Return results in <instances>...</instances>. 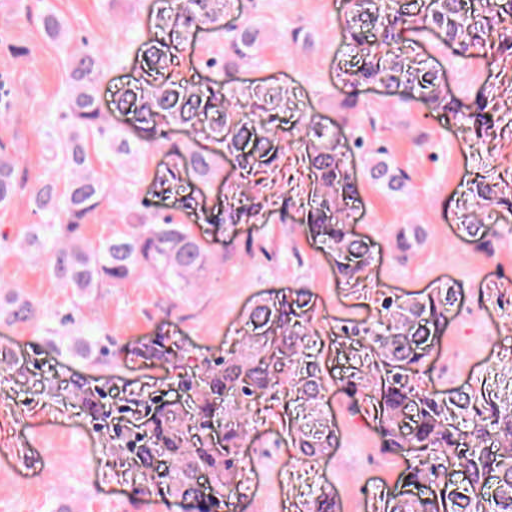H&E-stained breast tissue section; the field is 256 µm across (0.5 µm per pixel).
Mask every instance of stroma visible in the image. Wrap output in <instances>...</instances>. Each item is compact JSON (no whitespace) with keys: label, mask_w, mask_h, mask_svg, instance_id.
I'll return each mask as SVG.
<instances>
[{"label":"stroma","mask_w":512,"mask_h":512,"mask_svg":"<svg viewBox=\"0 0 512 512\" xmlns=\"http://www.w3.org/2000/svg\"><path fill=\"white\" fill-rule=\"evenodd\" d=\"M165 6V0H0V144L25 175L12 201L0 206V281L18 286L37 309L27 324L0 320V512H182L166 485L149 496L134 494L105 449L114 431L146 412L129 404L130 393L145 388L165 401L180 395L168 367L144 360L140 346L163 335L185 350L186 367L216 359L233 349L255 302L289 288L310 293L309 352L321 369L323 411L336 446L307 458L292 447L281 406L253 405L256 424L237 454L246 482L228 495L223 512H305L323 492L335 497L339 512H382L402 492L400 477L416 459L385 448L376 388L347 391L349 344L341 331L372 323L382 296L422 298L455 287L448 325L416 381L441 398L462 387L512 401V212L474 210L470 194L480 178L512 194V112H500L490 135L477 139L463 133L462 117L370 86L359 111L343 113L348 90L341 73L353 61L343 28L354 0H228L225 26L250 21L263 44L259 58L236 74L238 102L247 104L252 87L277 89L284 99L279 119L291 144L266 191L270 203L257 222L220 235L174 201L153 202L151 213L188 225L214 254L204 286L173 297L142 270L78 307L71 289L50 278L45 254L20 247L30 226L43 221L34 210V188L46 179L61 187L70 179L52 159L46 124L65 110L69 57L103 51L110 65L97 86L102 111L113 130L130 132L112 97L139 77L142 46L163 42L157 16ZM48 10L61 22L60 37L42 28ZM14 45L27 47L29 58L16 61ZM223 51L220 34L203 32L195 49L177 51L179 69L199 84L221 79L209 61ZM403 51L446 71L449 92L467 107L484 95L512 93V54L499 42L462 54L433 37ZM310 116L346 122L343 151L358 183L351 227L372 256L356 287L338 278L335 252L302 231L315 179L295 137ZM88 150L112 188L85 226L95 242L138 222L154 172L171 158L166 147L142 144L136 162L121 172L105 141L90 140ZM379 157L405 173L403 191L371 180L369 168ZM475 218L497 231L491 251L477 250L463 230ZM400 232L410 244L404 252L394 247ZM228 237L234 249H225ZM54 334L106 342L108 353L95 363L78 351L54 349ZM77 381L98 391L109 427L73 397Z\"/></svg>","instance_id":"obj_1"}]
</instances>
